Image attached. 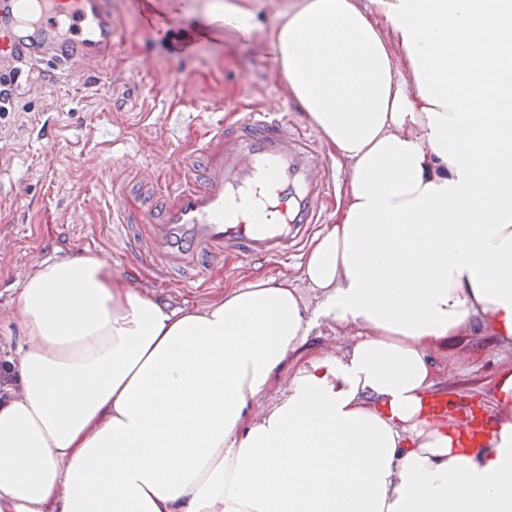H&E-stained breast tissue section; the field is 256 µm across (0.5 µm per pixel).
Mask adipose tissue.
I'll list each match as a JSON object with an SVG mask.
<instances>
[{"label": "adipose tissue", "instance_id": "1", "mask_svg": "<svg viewBox=\"0 0 512 512\" xmlns=\"http://www.w3.org/2000/svg\"><path fill=\"white\" fill-rule=\"evenodd\" d=\"M267 5L199 16L267 42L347 168L300 268L317 306L283 275L173 310L108 256L42 262L0 365V512H512V369L481 447L426 407L433 347L512 341V0ZM309 342L316 349L334 350L339 353L351 342L353 329H335L323 317L311 315Z\"/></svg>", "mask_w": 512, "mask_h": 512}]
</instances>
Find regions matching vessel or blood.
Instances as JSON below:
<instances>
[{"instance_id": "b4317fda", "label": "vessel or blood", "mask_w": 512, "mask_h": 512, "mask_svg": "<svg viewBox=\"0 0 512 512\" xmlns=\"http://www.w3.org/2000/svg\"><path fill=\"white\" fill-rule=\"evenodd\" d=\"M113 46L110 0H0V72L9 76L18 74L15 60L29 59L80 83L82 63L110 59ZM110 182L128 260L186 284L228 253L299 255L324 221L321 198L335 188L318 135L266 107L207 126L165 168L144 165L142 196L129 193L122 162H113ZM491 426L490 417H473L464 444L481 447Z\"/></svg>"}]
</instances>
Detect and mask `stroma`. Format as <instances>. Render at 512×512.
<instances>
[{
  "label": "stroma",
  "instance_id": "obj_1",
  "mask_svg": "<svg viewBox=\"0 0 512 512\" xmlns=\"http://www.w3.org/2000/svg\"><path fill=\"white\" fill-rule=\"evenodd\" d=\"M116 36L109 62L87 83L68 81L40 66L21 62L31 89L15 94L0 118V184L19 195L0 197V308L10 309L25 277L63 252L107 253L117 274L131 273L149 293L174 307L193 304L244 286L259 276L297 277L299 261L274 258L246 263L225 258L197 287L155 283L150 267L125 270L112 233L103 175L113 160L137 171L160 155L180 158L204 124L232 120L234 111L290 104L264 47L238 43L225 51L223 39L199 42L194 52L172 51L168 40L143 22L138 0H111ZM151 70H138L142 57ZM191 84V97L180 93ZM54 128V140L37 136L35 125ZM94 198L82 223L69 224L72 201ZM435 393L462 409L492 408L500 369L512 367V343L477 327L434 355Z\"/></svg>",
  "mask_w": 512,
  "mask_h": 512
}]
</instances>
